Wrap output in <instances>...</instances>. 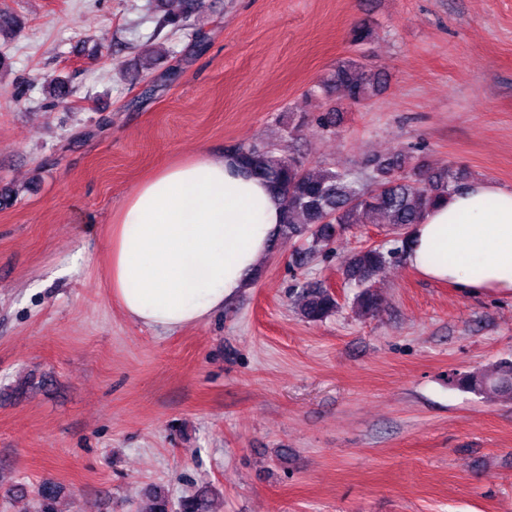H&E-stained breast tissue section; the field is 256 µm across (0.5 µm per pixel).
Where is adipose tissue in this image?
Returning <instances> with one entry per match:
<instances>
[{
  "instance_id": "obj_1",
  "label": "adipose tissue",
  "mask_w": 512,
  "mask_h": 512,
  "mask_svg": "<svg viewBox=\"0 0 512 512\" xmlns=\"http://www.w3.org/2000/svg\"><path fill=\"white\" fill-rule=\"evenodd\" d=\"M281 221L279 198L232 154L163 165L112 218V298L150 328L198 324L248 287ZM407 259L463 294L512 297V189L477 180L448 195L411 227Z\"/></svg>"
}]
</instances>
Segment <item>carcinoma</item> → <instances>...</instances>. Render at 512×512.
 Returning <instances> with one entry per match:
<instances>
[{"instance_id": "cac0c4a2", "label": "carcinoma", "mask_w": 512, "mask_h": 512, "mask_svg": "<svg viewBox=\"0 0 512 512\" xmlns=\"http://www.w3.org/2000/svg\"><path fill=\"white\" fill-rule=\"evenodd\" d=\"M197 0H182L177 13L167 14L163 22L178 25L187 19ZM386 84L381 72L354 58L340 61L324 83V91L336 89L352 104H363L378 95ZM47 98L55 103L69 95L61 76L43 83ZM244 170L263 178L280 197L283 221L280 233L312 237L313 245H326L338 228L346 224H371L374 216L387 218L388 226L403 234L407 245L412 225L438 200L470 182L471 173L462 166L432 169L410 166L407 156L399 153L369 164L366 176L351 171L324 168L308 170L306 159L295 151L269 146L239 145L232 150ZM391 251L381 247H363L348 265V276L360 288L354 304L362 315L381 311L382 299L372 290L371 282L389 263ZM296 305L301 317L309 322L331 316L337 308L336 296L323 285L306 284L297 293ZM457 385L479 395L512 396V361H502L490 371L468 374L456 379ZM58 487L45 483L35 493L34 512H58ZM143 512H208V500L195 494L173 504L165 491L153 490Z\"/></svg>"}]
</instances>
